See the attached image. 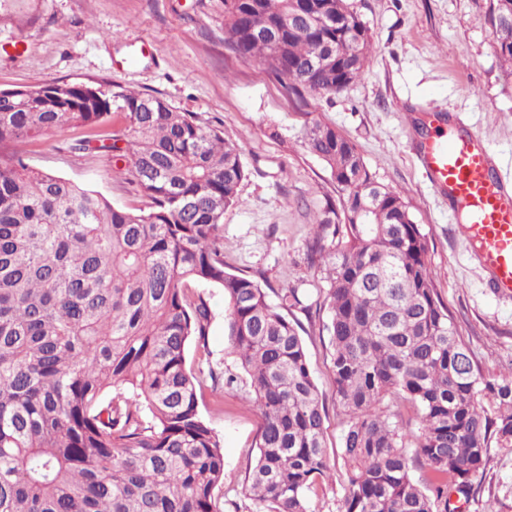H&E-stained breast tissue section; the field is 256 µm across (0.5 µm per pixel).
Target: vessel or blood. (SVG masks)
I'll return each mask as SVG.
<instances>
[{
    "label": "vessel or blood",
    "instance_id": "1",
    "mask_svg": "<svg viewBox=\"0 0 512 512\" xmlns=\"http://www.w3.org/2000/svg\"><path fill=\"white\" fill-rule=\"evenodd\" d=\"M419 159L431 185L451 208L466 211L464 237L486 270L495 294L512 298V182L495 176L491 155L470 129L448 135L439 111L424 114Z\"/></svg>",
    "mask_w": 512,
    "mask_h": 512
}]
</instances>
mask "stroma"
<instances>
[{
  "instance_id": "35a3bbf8",
  "label": "stroma",
  "mask_w": 512,
  "mask_h": 512,
  "mask_svg": "<svg viewBox=\"0 0 512 512\" xmlns=\"http://www.w3.org/2000/svg\"><path fill=\"white\" fill-rule=\"evenodd\" d=\"M373 36L362 79L334 96L297 101L281 81L224 44V0H0V89L51 81L109 79L160 96L199 122L218 128L241 151L246 176L224 212L227 270L265 288L298 289L312 376L328 411L327 454L340 458L343 416L330 373L332 347L319 333L326 271L308 266L314 219L339 194L324 162L300 131L312 117L356 144L380 183L403 193L431 241L434 286L482 374L512 367V299L483 286L486 273L470 254L448 202L432 188L416 155L424 136L420 112L431 107L475 128L512 179V76L506 75L486 23L489 0H347ZM153 54L143 57V45ZM78 129L42 137L29 147L32 166L89 186L113 206L135 210L148 200L98 153H71ZM211 311L206 352L189 347L188 368L213 370L199 413L217 431L224 481L213 512H256L245 492L262 418L249 381L225 334L224 292L203 289ZM472 478L464 512H512V450L489 446Z\"/></svg>"
}]
</instances>
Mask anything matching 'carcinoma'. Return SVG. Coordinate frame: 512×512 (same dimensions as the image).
<instances>
[{
  "label": "carcinoma",
  "mask_w": 512,
  "mask_h": 512,
  "mask_svg": "<svg viewBox=\"0 0 512 512\" xmlns=\"http://www.w3.org/2000/svg\"><path fill=\"white\" fill-rule=\"evenodd\" d=\"M486 21L512 72V0H490ZM224 43L299 101L359 80L372 50L346 0H224ZM110 122L69 149L111 155L146 211L27 162L39 136ZM301 134L342 191L307 253L328 271L341 512H454L490 439L512 448V367L480 373L401 193L332 125ZM245 176L236 144L156 95L95 80L0 90V512H211L224 453L186 364L210 325L189 293L199 287L224 289L225 331L262 416L249 496L262 512H315L331 466L327 411L288 318L302 300L290 288L274 304L224 268V210Z\"/></svg>",
  "instance_id": "obj_1"
}]
</instances>
